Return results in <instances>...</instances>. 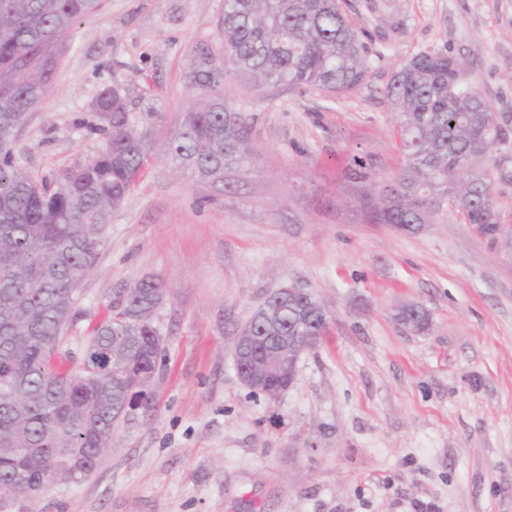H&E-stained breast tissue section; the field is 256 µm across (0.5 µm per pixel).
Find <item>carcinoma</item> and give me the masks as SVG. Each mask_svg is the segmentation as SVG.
Wrapping results in <instances>:
<instances>
[{
    "label": "carcinoma",
    "mask_w": 512,
    "mask_h": 512,
    "mask_svg": "<svg viewBox=\"0 0 512 512\" xmlns=\"http://www.w3.org/2000/svg\"><path fill=\"white\" fill-rule=\"evenodd\" d=\"M102 0H0V508L43 484L79 482L69 455L96 468L112 431L134 402L140 382L156 374L164 338L153 315L164 297L162 280L145 277L86 341L83 367L64 371L69 331L77 313L74 274L89 272L112 210L127 196L147 159L128 125L123 96L102 91L100 111L112 113L105 149L53 183L34 178L14 144L42 103L75 27L96 16ZM221 47L200 48L191 83L204 99L183 118L170 154L202 178L224 181V170L250 163L247 125L224 109V74L257 90L311 87L328 94L355 91L369 69L364 45L339 0H224ZM382 94L395 115L401 172L375 194L359 197L373 224H420L424 202L452 201L454 211L493 247L511 244L493 199L496 181H512V114L496 112L472 80L464 60L448 49L420 53L399 66ZM310 292H282L274 319L253 313L245 325L252 344L235 370L248 375L276 336L303 351L324 339L327 316ZM394 320L425 332L429 310L418 302L397 308ZM108 352L112 376L97 378L95 356ZM282 371L253 392L269 399L288 390Z\"/></svg>",
    "instance_id": "cac0c4a2"
}]
</instances>
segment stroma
<instances>
[{
	"mask_svg": "<svg viewBox=\"0 0 512 512\" xmlns=\"http://www.w3.org/2000/svg\"><path fill=\"white\" fill-rule=\"evenodd\" d=\"M369 70L352 92L220 87L251 164L213 183L170 163L200 97L198 47L219 50L224 0H103L72 35L16 146L52 179L104 149L117 89L148 166L112 213L80 285L67 364L142 278L163 282L155 409H129L95 471L0 512H512V250L453 210L419 230L367 223L353 157L398 173L381 90L424 51L462 54L494 111L512 113V0H341ZM309 289L327 334L278 400L240 381L232 342L274 291ZM422 303V334L393 319Z\"/></svg>",
	"mask_w": 512,
	"mask_h": 512,
	"instance_id": "stroma-1",
	"label": "stroma"
}]
</instances>
